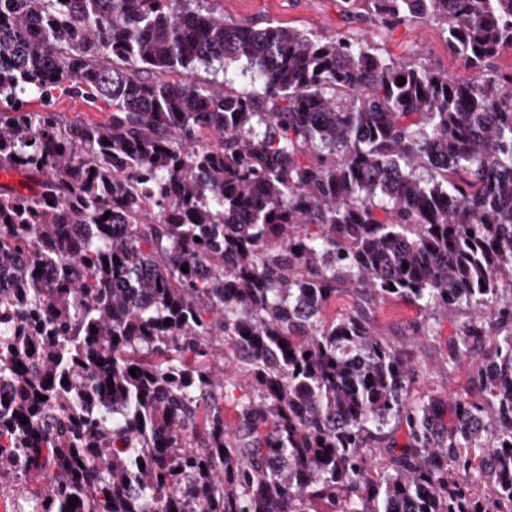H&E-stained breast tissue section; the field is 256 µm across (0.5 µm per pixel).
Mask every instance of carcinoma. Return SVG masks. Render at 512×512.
<instances>
[{
	"mask_svg": "<svg viewBox=\"0 0 512 512\" xmlns=\"http://www.w3.org/2000/svg\"><path fill=\"white\" fill-rule=\"evenodd\" d=\"M360 1L475 76L195 0H0V172L39 178L0 184V483L46 479L20 512H512V0ZM242 61L259 89L197 79ZM388 300L470 314L469 392L412 393ZM55 112L65 119L83 118L88 121H104L108 116V109L102 102L90 103L79 98L60 96L53 106Z\"/></svg>",
	"mask_w": 512,
	"mask_h": 512,
	"instance_id": "1",
	"label": "carcinoma"
}]
</instances>
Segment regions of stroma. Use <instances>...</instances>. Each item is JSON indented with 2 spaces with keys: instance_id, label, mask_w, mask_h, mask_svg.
<instances>
[{
  "instance_id": "1",
  "label": "stroma",
  "mask_w": 512,
  "mask_h": 512,
  "mask_svg": "<svg viewBox=\"0 0 512 512\" xmlns=\"http://www.w3.org/2000/svg\"><path fill=\"white\" fill-rule=\"evenodd\" d=\"M202 6L242 25L262 27L273 22L327 36L364 33L373 36L394 60L416 61L460 81L473 76L472 70L449 53L439 24L414 21L380 28L364 21L365 0H359L353 12L346 10L342 0H203ZM464 319L461 313L445 317L437 333L431 334L413 304L388 301L377 304L373 312V326L379 337L393 347L414 351L420 369L413 383L415 390L443 399L470 386L473 364L450 370L443 363L448 338Z\"/></svg>"
}]
</instances>
